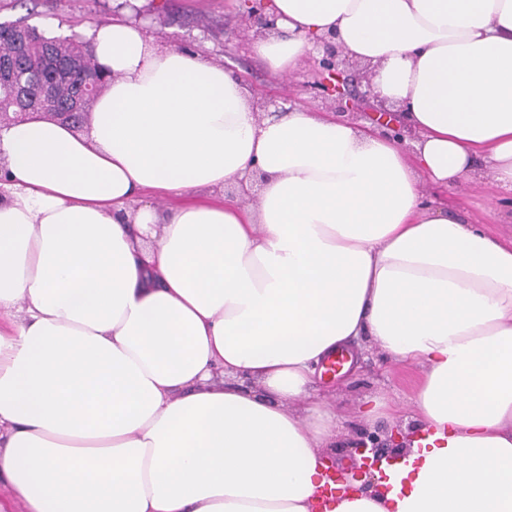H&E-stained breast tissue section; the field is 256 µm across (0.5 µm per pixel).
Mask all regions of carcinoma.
Segmentation results:
<instances>
[{
	"label": "carcinoma",
	"instance_id": "cac0c4a2",
	"mask_svg": "<svg viewBox=\"0 0 512 512\" xmlns=\"http://www.w3.org/2000/svg\"><path fill=\"white\" fill-rule=\"evenodd\" d=\"M32 41L25 57H20V50L16 43L8 38L0 39V63L19 62L18 69L23 74V80L33 78L41 69L42 49L49 46L54 53L73 63L74 73L64 84L60 85L56 92L58 104L78 103L76 111H88L93 98L79 99L78 86L84 83L85 78L91 77L95 80L97 88H102L103 82L97 71V65L88 46L72 41L66 37H47L35 26H27ZM51 108L43 105L39 99L20 100L7 93H0V113L8 112H46Z\"/></svg>",
	"mask_w": 512,
	"mask_h": 512
}]
</instances>
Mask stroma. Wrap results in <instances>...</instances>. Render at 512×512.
Listing matches in <instances>:
<instances>
[{
    "mask_svg": "<svg viewBox=\"0 0 512 512\" xmlns=\"http://www.w3.org/2000/svg\"><path fill=\"white\" fill-rule=\"evenodd\" d=\"M120 0H0V22L21 21L43 31L56 29L88 34L98 23L111 19ZM149 13L145 25L156 38L173 48L201 52L211 62L223 65L232 76L243 80L256 97L279 98L283 93L298 97L300 104L328 111V104L304 93V85L318 73L317 56L307 57L293 73L284 78L273 76L254 56L251 41L242 34L244 0H140ZM426 195L448 212L508 239L512 224H499L493 218L494 207L502 203V194L494 186L492 175L482 182L454 189L427 187ZM351 367L333 375L318 371L317 386L336 408L340 425L336 445L327 454L335 467L350 470L352 443L362 433L398 434L416 424L411 395L423 370L385 359L379 349L366 340L355 342ZM387 397L395 408L394 419L368 424L362 412L378 397Z\"/></svg>",
    "mask_w": 512,
    "mask_h": 512,
    "instance_id": "stroma-1",
    "label": "stroma"
}]
</instances>
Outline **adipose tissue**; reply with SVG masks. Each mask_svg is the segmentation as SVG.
Listing matches in <instances>:
<instances>
[{"instance_id": "obj_1", "label": "adipose tissue", "mask_w": 512, "mask_h": 512, "mask_svg": "<svg viewBox=\"0 0 512 512\" xmlns=\"http://www.w3.org/2000/svg\"><path fill=\"white\" fill-rule=\"evenodd\" d=\"M286 76L335 33L416 133L260 118L223 66L121 18L82 128L0 130V475L28 512H316L324 357L425 367L405 458L328 512H512V241L423 181L512 192V0H270ZM261 172L257 205L225 185ZM208 188L215 205H171ZM233 373L255 382L215 385Z\"/></svg>"}]
</instances>
